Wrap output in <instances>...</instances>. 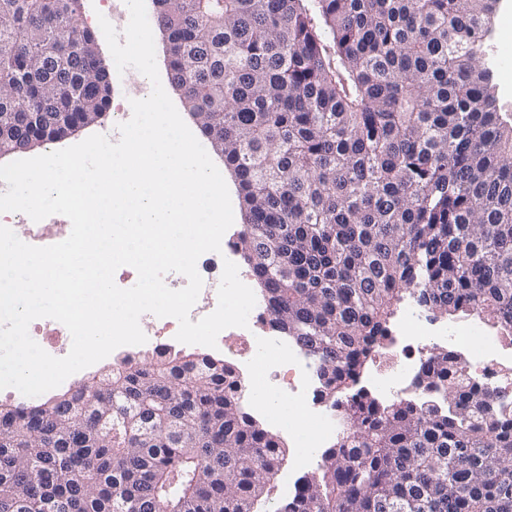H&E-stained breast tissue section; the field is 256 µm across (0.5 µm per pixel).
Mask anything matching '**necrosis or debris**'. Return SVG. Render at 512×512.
<instances>
[{
  "label": "necrosis or debris",
  "instance_id": "1",
  "mask_svg": "<svg viewBox=\"0 0 512 512\" xmlns=\"http://www.w3.org/2000/svg\"><path fill=\"white\" fill-rule=\"evenodd\" d=\"M269 319V311L255 305L247 328H228V335L245 338L243 345L230 347L229 352L241 360L244 371L266 392L265 398L249 400L250 409L295 436L298 448L294 466L302 469L313 463L339 424L319 409L317 362L288 339L258 333V326ZM441 349L465 361L467 386L493 393L512 413V335L475 313L450 324L408 301L392 330L391 343L379 353L364 382L383 403L420 396V370ZM278 400L287 401L289 412L275 408Z\"/></svg>",
  "mask_w": 512,
  "mask_h": 512
}]
</instances>
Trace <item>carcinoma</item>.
I'll return each instance as SVG.
<instances>
[{
	"mask_svg": "<svg viewBox=\"0 0 512 512\" xmlns=\"http://www.w3.org/2000/svg\"><path fill=\"white\" fill-rule=\"evenodd\" d=\"M78 0H0L8 142L53 143L111 93ZM496 0H166L171 85L224 155L270 323L318 361L342 431L279 512H512V420L435 354L425 396L357 388L400 305L512 332V124ZM96 408L76 419L84 391ZM233 369L155 350L70 399L0 403V512H252L285 456ZM112 424V434L104 432ZM499 66L500 72L496 75L497 92L500 106L503 107L502 116L512 124V79H504L511 77V69H503L501 63L495 60ZM503 76H502V75Z\"/></svg>",
	"mask_w": 512,
	"mask_h": 512,
	"instance_id": "carcinoma-1",
	"label": "carcinoma"
}]
</instances>
